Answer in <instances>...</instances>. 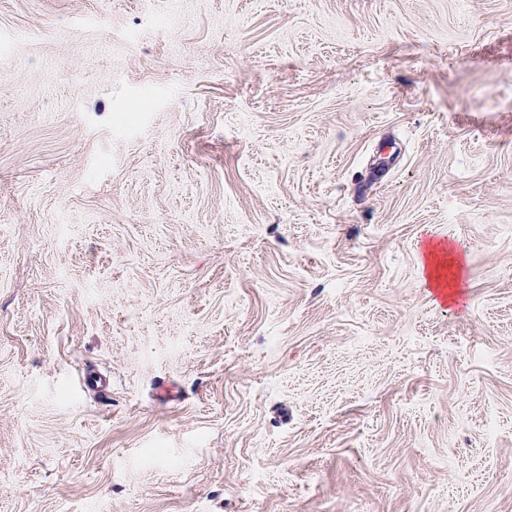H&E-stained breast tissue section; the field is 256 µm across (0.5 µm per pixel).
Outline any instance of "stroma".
I'll list each match as a JSON object with an SVG mask.
<instances>
[{
  "label": "stroma",
  "instance_id": "35a3bbf8",
  "mask_svg": "<svg viewBox=\"0 0 512 512\" xmlns=\"http://www.w3.org/2000/svg\"><path fill=\"white\" fill-rule=\"evenodd\" d=\"M0 512H512V0H0Z\"/></svg>",
  "mask_w": 512,
  "mask_h": 512
}]
</instances>
